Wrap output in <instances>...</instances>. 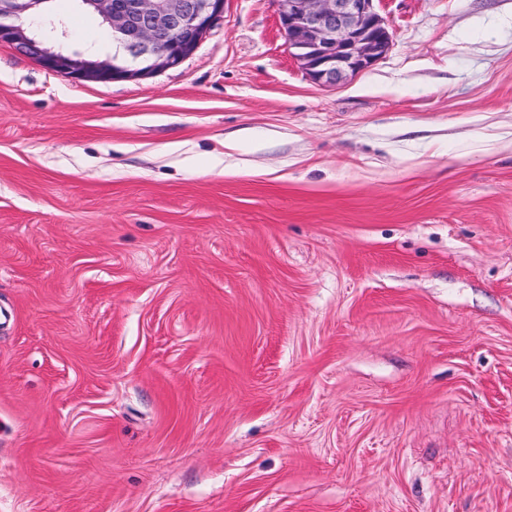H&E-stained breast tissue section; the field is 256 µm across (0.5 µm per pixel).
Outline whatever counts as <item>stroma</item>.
Instances as JSON below:
<instances>
[{"instance_id": "obj_1", "label": "stroma", "mask_w": 512, "mask_h": 512, "mask_svg": "<svg viewBox=\"0 0 512 512\" xmlns=\"http://www.w3.org/2000/svg\"><path fill=\"white\" fill-rule=\"evenodd\" d=\"M376 8L336 87L277 0L139 81L0 44V512H512V0Z\"/></svg>"}]
</instances>
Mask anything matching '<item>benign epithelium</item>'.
I'll list each match as a JSON object with an SVG mask.
<instances>
[{"mask_svg":"<svg viewBox=\"0 0 512 512\" xmlns=\"http://www.w3.org/2000/svg\"><path fill=\"white\" fill-rule=\"evenodd\" d=\"M288 52L308 77L337 86L368 70L392 44L375 0H278ZM41 0H0V43L74 83L138 81L180 65L224 15V0H88L131 64L36 39L25 21Z\"/></svg>","mask_w":512,"mask_h":512,"instance_id":"7a95c632","label":"benign epithelium"}]
</instances>
